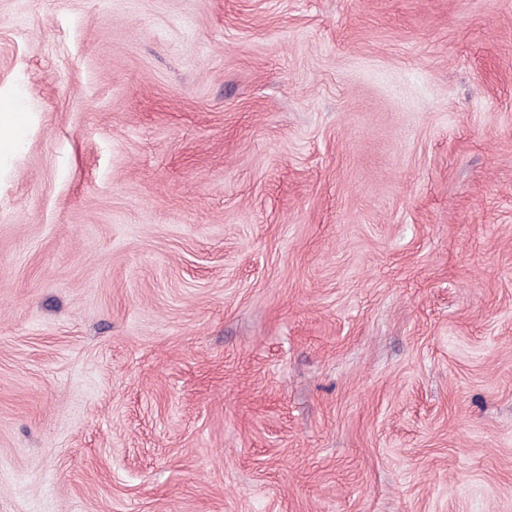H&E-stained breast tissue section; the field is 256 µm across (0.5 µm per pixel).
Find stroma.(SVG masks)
<instances>
[{"instance_id": "stroma-1", "label": "stroma", "mask_w": 512, "mask_h": 512, "mask_svg": "<svg viewBox=\"0 0 512 512\" xmlns=\"http://www.w3.org/2000/svg\"><path fill=\"white\" fill-rule=\"evenodd\" d=\"M0 512H512V0H0ZM23 126V113L14 105L0 104V155L12 152L19 140Z\"/></svg>"}]
</instances>
